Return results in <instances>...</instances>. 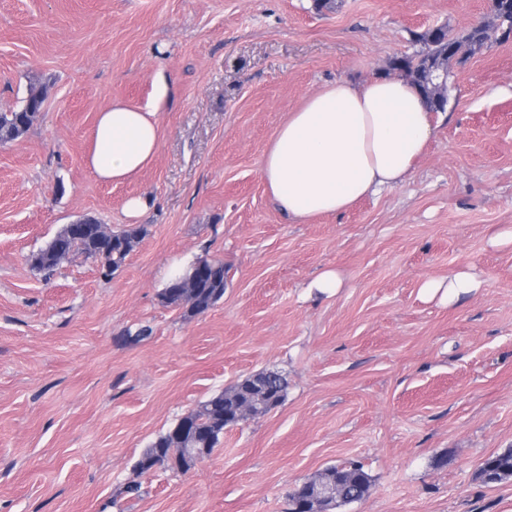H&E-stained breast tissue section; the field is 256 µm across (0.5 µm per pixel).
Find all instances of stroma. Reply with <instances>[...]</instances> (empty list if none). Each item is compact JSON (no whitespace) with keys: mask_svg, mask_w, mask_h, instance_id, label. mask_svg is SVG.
Segmentation results:
<instances>
[{"mask_svg":"<svg viewBox=\"0 0 512 512\" xmlns=\"http://www.w3.org/2000/svg\"><path fill=\"white\" fill-rule=\"evenodd\" d=\"M491 14V0H0V110L46 88L39 121L0 145V512H288L297 485L349 462L371 487L343 512H512V480L479 477L512 448V243L492 242L512 230V41L449 63V118L403 184L299 224L261 175L307 95ZM161 67L176 87L157 155L99 182L98 112L147 103ZM135 194L154 205L132 219ZM87 218L143 228L121 267H31ZM202 257L223 261L224 296L187 318L162 293ZM326 269L342 288L307 294ZM460 270L477 290L422 296ZM266 369L287 381L280 405L188 471L137 469L177 419Z\"/></svg>","mask_w":512,"mask_h":512,"instance_id":"obj_1","label":"stroma"}]
</instances>
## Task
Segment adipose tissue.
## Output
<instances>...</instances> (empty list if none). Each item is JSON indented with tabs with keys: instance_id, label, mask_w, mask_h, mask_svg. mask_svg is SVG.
Returning <instances> with one entry per match:
<instances>
[{
	"instance_id": "adipose-tissue-1",
	"label": "adipose tissue",
	"mask_w": 512,
	"mask_h": 512,
	"mask_svg": "<svg viewBox=\"0 0 512 512\" xmlns=\"http://www.w3.org/2000/svg\"><path fill=\"white\" fill-rule=\"evenodd\" d=\"M172 88L169 73L158 69L147 104L116 101L98 113L87 165L100 182L122 183L152 162L163 138L158 112ZM445 118L405 78L341 79L289 113L263 155L262 178L289 218L340 215L406 181ZM478 286L460 271L425 281L421 292L448 305Z\"/></svg>"
}]
</instances>
